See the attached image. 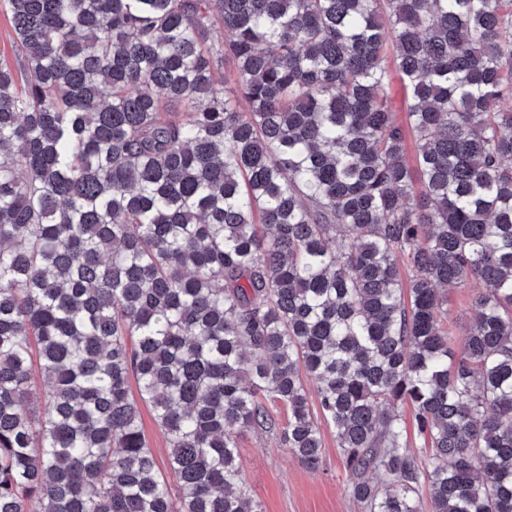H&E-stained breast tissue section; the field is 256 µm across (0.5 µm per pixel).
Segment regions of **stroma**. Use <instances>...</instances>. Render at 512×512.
<instances>
[{
    "label": "stroma",
    "instance_id": "1",
    "mask_svg": "<svg viewBox=\"0 0 512 512\" xmlns=\"http://www.w3.org/2000/svg\"><path fill=\"white\" fill-rule=\"evenodd\" d=\"M322 464L309 469L275 435L247 430L239 437L243 477L262 512H362L348 494V474L336 431L322 425Z\"/></svg>",
    "mask_w": 512,
    "mask_h": 512
}]
</instances>
